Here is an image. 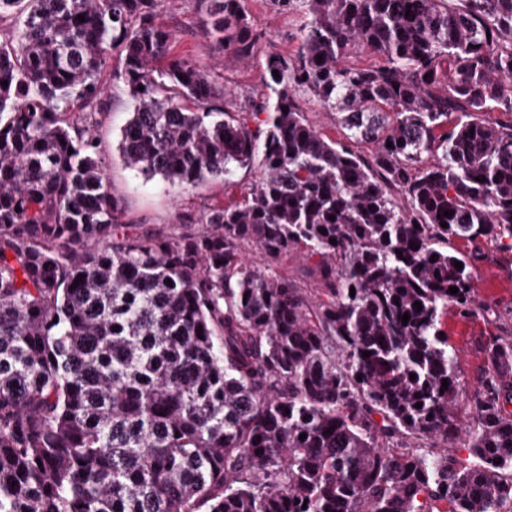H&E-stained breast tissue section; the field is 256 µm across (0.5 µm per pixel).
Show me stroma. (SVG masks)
Wrapping results in <instances>:
<instances>
[{
    "label": "stroma",
    "mask_w": 512,
    "mask_h": 512,
    "mask_svg": "<svg viewBox=\"0 0 512 512\" xmlns=\"http://www.w3.org/2000/svg\"><path fill=\"white\" fill-rule=\"evenodd\" d=\"M255 27L263 39L248 64L224 67L223 57L215 52L197 10L195 0H166L161 21L175 37V50L207 69L223 70L229 91L226 107L232 112H247L262 88L268 53H289L299 42L304 16L280 9L273 0H244ZM120 69L117 54H110L101 81L109 96L99 117L100 149L114 192L122 199L125 220L144 224L157 231H172L183 214L223 206L240 199L254 182L256 173L238 170L234 187H225L216 178L195 188L179 189L161 179H146L126 168L118 152L120 129L133 109L124 85L116 80ZM449 251L466 256L471 270L472 294L480 310L464 314L448 308L439 317V328L455 351V370L460 378L462 397L456 412L464 425H471L474 413L470 399L484 389L487 373V346L492 336L512 334V250L492 241L470 243L451 240Z\"/></svg>",
    "instance_id": "1"
}]
</instances>
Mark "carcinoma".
<instances>
[{
  "instance_id": "obj_1",
  "label": "carcinoma",
  "mask_w": 512,
  "mask_h": 512,
  "mask_svg": "<svg viewBox=\"0 0 512 512\" xmlns=\"http://www.w3.org/2000/svg\"><path fill=\"white\" fill-rule=\"evenodd\" d=\"M273 2L307 16L297 49L230 112L164 0H0V512H512V337L468 457L408 442L463 429L438 319L473 299L444 245L512 240V0ZM197 7L217 51L254 56L243 0ZM111 51L123 164L181 188L255 166L241 202L173 233L124 220L98 152ZM306 107L311 120L325 136L331 139L343 138V130L336 125V119L334 120L329 112H324L316 102L306 104ZM244 252L249 263L260 271L271 273L272 270L288 274V277L298 281L312 283L317 280L316 269L314 263L308 262L298 256H294L282 266L272 263L270 259L258 247L246 245Z\"/></svg>"
}]
</instances>
